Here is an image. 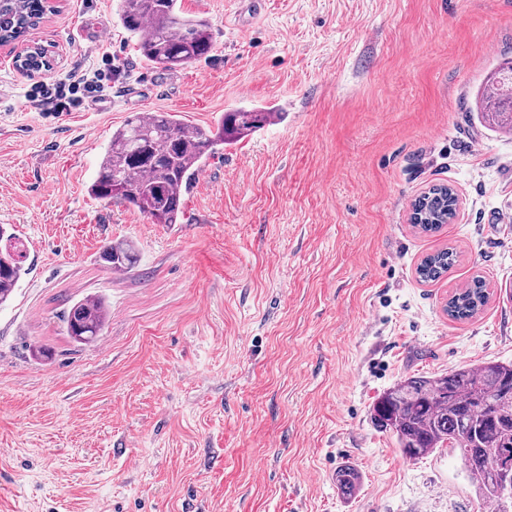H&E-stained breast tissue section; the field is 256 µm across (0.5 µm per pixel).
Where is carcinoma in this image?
Listing matches in <instances>:
<instances>
[{"label":"carcinoma","mask_w":512,"mask_h":512,"mask_svg":"<svg viewBox=\"0 0 512 512\" xmlns=\"http://www.w3.org/2000/svg\"><path fill=\"white\" fill-rule=\"evenodd\" d=\"M37 0H0V35L15 32ZM119 20L136 38L143 59L174 70L209 54L214 37L207 21L183 13L178 0H121ZM476 112L494 131L512 130V60L500 64L478 88ZM280 116L278 112L229 110L215 126H188L170 112L134 115L112 132L89 193L97 199L131 205L155 224H177L181 197L219 145H232ZM458 197L440 186L415 200L411 222L422 233H436L457 212ZM0 307L13 297L25 273L23 250L5 224H0ZM130 244L109 243L100 259L114 269L137 261ZM454 247L424 257L416 268L422 282L440 280L456 262ZM490 293L479 276L448 298L444 312L456 321L474 318ZM107 313L98 297L87 296L64 317L76 342L89 343L102 332ZM370 419L396 438L401 454L415 460L439 448H457L466 472L483 499L501 512L500 482L512 474V362L482 361L434 376H408L373 402ZM361 475L352 465L334 475L342 495L352 496Z\"/></svg>","instance_id":"1"}]
</instances>
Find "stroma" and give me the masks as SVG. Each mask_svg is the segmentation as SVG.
<instances>
[{
	"mask_svg": "<svg viewBox=\"0 0 512 512\" xmlns=\"http://www.w3.org/2000/svg\"><path fill=\"white\" fill-rule=\"evenodd\" d=\"M180 2L216 44L165 71L120 0H59L30 35L56 48L50 77L106 51L121 76L56 118L0 47V224L26 251L0 308V512H489L459 450L406 459L370 408L405 376L512 361V133L473 110L512 59V0ZM270 106L285 119L220 146L181 223L88 192L133 113L208 127ZM440 184L457 215L421 233L411 203ZM120 241L135 267L100 260ZM446 246L455 266L420 282ZM477 275L489 303L450 319ZM90 294L105 327L78 344L63 315ZM457 251L454 247H444L424 257L416 268V274L422 282L440 280L456 262ZM361 475L359 471L350 464L340 466L334 475L336 487L342 495L351 497L359 486Z\"/></svg>",
	"mask_w": 512,
	"mask_h": 512,
	"instance_id": "1",
	"label": "stroma"
}]
</instances>
